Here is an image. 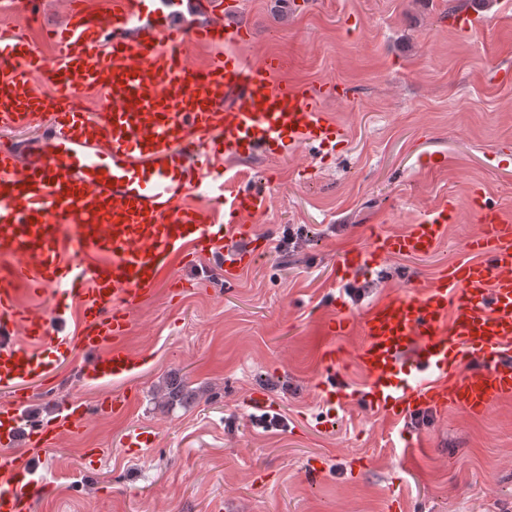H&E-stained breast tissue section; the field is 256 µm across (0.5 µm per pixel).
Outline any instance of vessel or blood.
Instances as JSON below:
<instances>
[{
  "label": "vessel or blood",
  "instance_id": "1",
  "mask_svg": "<svg viewBox=\"0 0 512 512\" xmlns=\"http://www.w3.org/2000/svg\"><path fill=\"white\" fill-rule=\"evenodd\" d=\"M183 6L105 0L93 12L63 0L50 62L20 34L0 33V129H45L23 145L0 143V387L13 396L0 408V512H32L45 486L37 461L88 418L70 398L52 421L30 425L28 384L51 379L77 347L91 356L85 379L130 375L138 363L127 348L133 311L160 283L174 298L187 288L175 268L220 255L231 285L253 263L254 253L235 243L255 233L262 182L239 178L208 207L192 203L201 188L227 164L332 150L349 138L322 107L335 83L290 81L276 54L253 59L249 30L225 25L213 0H199L190 15ZM192 43L217 52L197 63ZM34 72L53 96L37 92ZM94 93L103 97L98 112L82 103ZM470 204L481 231L467 258L448 261L435 283H409L360 312L337 301L322 328L318 389L326 399L358 403L396 425L425 409L480 417L512 397V218L482 194ZM456 215L445 198L405 233L374 232L367 247L339 255L334 281L393 255L431 252ZM38 294L46 308L21 309V296ZM72 315L76 331L62 334ZM349 334L357 338L350 353L336 343ZM348 353L365 378L358 393L336 389Z\"/></svg>",
  "mask_w": 512,
  "mask_h": 512
}]
</instances>
